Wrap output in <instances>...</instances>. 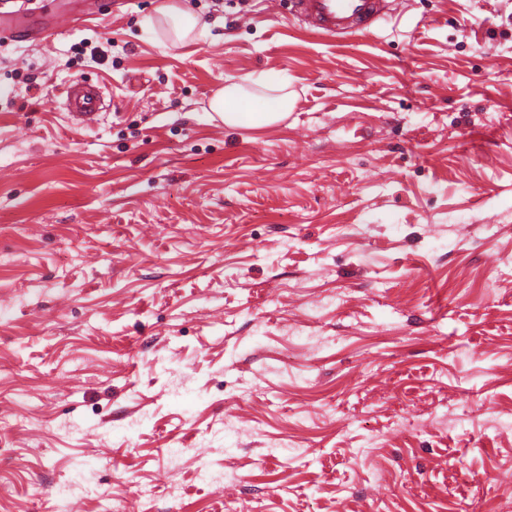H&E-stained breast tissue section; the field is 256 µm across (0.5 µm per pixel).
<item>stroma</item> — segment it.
Returning <instances> with one entry per match:
<instances>
[{"mask_svg": "<svg viewBox=\"0 0 512 512\" xmlns=\"http://www.w3.org/2000/svg\"><path fill=\"white\" fill-rule=\"evenodd\" d=\"M163 2L0 33V512L81 475L75 512H496L512 0H393L346 40L289 0H177L180 41ZM247 78L288 116L224 125ZM158 10L162 15L174 19L175 36L178 40H181L191 33L197 25L195 16L186 9L180 8L178 4L174 2L163 4ZM0 28L8 29L13 31L15 34H19L20 36H28V37H36L40 38L51 33L56 29V22L50 25H44L37 29H31L24 21L12 17H1L0 20ZM37 31L34 33L33 31ZM65 105L76 123L90 125L97 121L104 101L96 87L78 81L66 90Z\"/></svg>", "mask_w": 512, "mask_h": 512, "instance_id": "stroma-1", "label": "stroma"}]
</instances>
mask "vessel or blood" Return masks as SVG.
Instances as JSON below:
<instances>
[{
  "label": "vessel or blood",
  "mask_w": 512,
  "mask_h": 512,
  "mask_svg": "<svg viewBox=\"0 0 512 512\" xmlns=\"http://www.w3.org/2000/svg\"><path fill=\"white\" fill-rule=\"evenodd\" d=\"M299 24L324 35L342 38L368 30L388 14L386 0H291ZM65 105L76 123L97 121L104 105L100 91L89 84L74 83L65 93Z\"/></svg>",
  "instance_id": "obj_1"
}]
</instances>
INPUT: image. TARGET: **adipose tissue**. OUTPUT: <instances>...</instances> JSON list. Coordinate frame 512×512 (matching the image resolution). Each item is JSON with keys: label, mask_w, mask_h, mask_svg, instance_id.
Instances as JSON below:
<instances>
[{"label": "adipose tissue", "mask_w": 512, "mask_h": 512, "mask_svg": "<svg viewBox=\"0 0 512 512\" xmlns=\"http://www.w3.org/2000/svg\"><path fill=\"white\" fill-rule=\"evenodd\" d=\"M287 95L257 97L240 83H231L220 89L210 102L211 111L217 112L225 125L264 127L280 121L288 112Z\"/></svg>", "instance_id": "ef3b65f1"}]
</instances>
